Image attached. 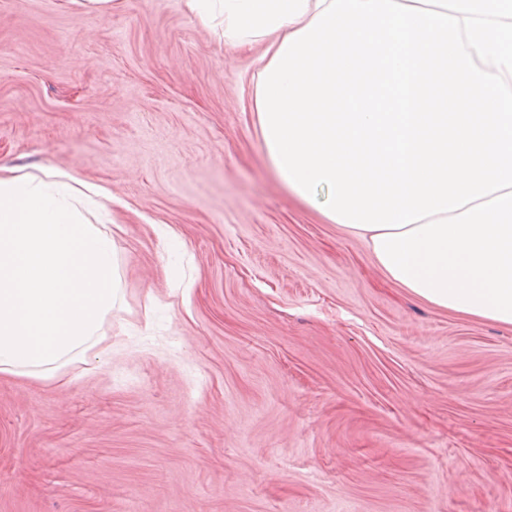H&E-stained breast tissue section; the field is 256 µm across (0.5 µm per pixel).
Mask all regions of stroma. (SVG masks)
Instances as JSON below:
<instances>
[{"mask_svg": "<svg viewBox=\"0 0 512 512\" xmlns=\"http://www.w3.org/2000/svg\"><path fill=\"white\" fill-rule=\"evenodd\" d=\"M263 50L183 0H0V164L110 194L118 283L56 377L0 374V512H512V326L288 194Z\"/></svg>", "mask_w": 512, "mask_h": 512, "instance_id": "stroma-1", "label": "stroma"}]
</instances>
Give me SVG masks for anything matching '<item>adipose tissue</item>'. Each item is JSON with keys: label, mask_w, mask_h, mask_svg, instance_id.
<instances>
[{"label": "adipose tissue", "mask_w": 512, "mask_h": 512, "mask_svg": "<svg viewBox=\"0 0 512 512\" xmlns=\"http://www.w3.org/2000/svg\"><path fill=\"white\" fill-rule=\"evenodd\" d=\"M267 39L254 89L289 193L437 308L512 325V0H185Z\"/></svg>", "instance_id": "adipose-tissue-1"}]
</instances>
